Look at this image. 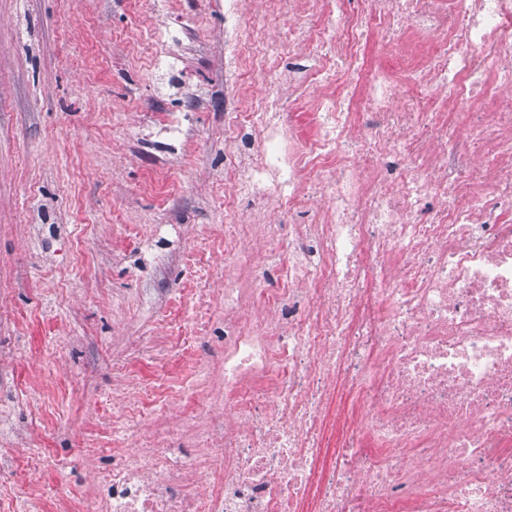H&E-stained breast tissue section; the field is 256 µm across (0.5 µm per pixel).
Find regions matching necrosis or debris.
Wrapping results in <instances>:
<instances>
[{"instance_id": "1", "label": "necrosis or debris", "mask_w": 512, "mask_h": 512, "mask_svg": "<svg viewBox=\"0 0 512 512\" xmlns=\"http://www.w3.org/2000/svg\"><path fill=\"white\" fill-rule=\"evenodd\" d=\"M224 0L228 180L321 218L280 275L224 283V401L92 479V512H512V0H263L277 41ZM309 68L281 74L280 55ZM312 131L297 132L300 108ZM376 366L381 379L365 374ZM364 424L320 465L337 379ZM218 488L182 494L186 468Z\"/></svg>"}]
</instances>
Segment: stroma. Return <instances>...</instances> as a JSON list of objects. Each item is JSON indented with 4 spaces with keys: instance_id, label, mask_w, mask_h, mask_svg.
<instances>
[{
    "instance_id": "35a3bbf8",
    "label": "stroma",
    "mask_w": 512,
    "mask_h": 512,
    "mask_svg": "<svg viewBox=\"0 0 512 512\" xmlns=\"http://www.w3.org/2000/svg\"><path fill=\"white\" fill-rule=\"evenodd\" d=\"M224 0H0V485L70 495L83 512L112 443L114 358L138 346L139 437L169 426L185 451L194 401L224 342ZM199 349L153 347L191 326Z\"/></svg>"
}]
</instances>
